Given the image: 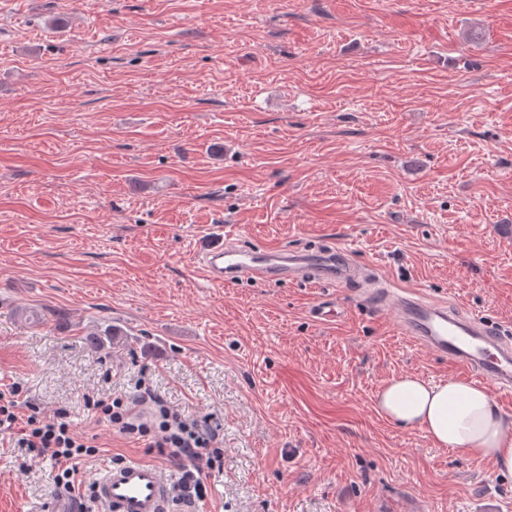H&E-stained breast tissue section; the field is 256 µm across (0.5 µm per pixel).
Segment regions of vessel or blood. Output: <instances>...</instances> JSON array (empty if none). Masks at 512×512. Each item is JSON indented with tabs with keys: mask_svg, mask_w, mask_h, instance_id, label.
I'll return each mask as SVG.
<instances>
[{
	"mask_svg": "<svg viewBox=\"0 0 512 512\" xmlns=\"http://www.w3.org/2000/svg\"><path fill=\"white\" fill-rule=\"evenodd\" d=\"M207 280L230 285L250 278L313 284L340 280L363 286L366 267L334 263L304 254L253 249L232 237L202 255ZM376 308L392 310L397 323L416 344L458 366L501 397L512 396V337L493 323L466 315L441 301H431L388 287L365 288ZM99 512H169L166 470L154 463L130 461L113 467L94 485Z\"/></svg>",
	"mask_w": 512,
	"mask_h": 512,
	"instance_id": "obj_1",
	"label": "vessel or blood"
}]
</instances>
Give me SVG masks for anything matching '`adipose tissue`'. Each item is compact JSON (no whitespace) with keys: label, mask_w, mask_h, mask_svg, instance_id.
Here are the masks:
<instances>
[{"label":"adipose tissue","mask_w":512,"mask_h":512,"mask_svg":"<svg viewBox=\"0 0 512 512\" xmlns=\"http://www.w3.org/2000/svg\"><path fill=\"white\" fill-rule=\"evenodd\" d=\"M376 407L393 422L421 429L434 444L490 461L497 474L512 477V432L487 388L402 375L377 392Z\"/></svg>","instance_id":"adipose-tissue-1"}]
</instances>
